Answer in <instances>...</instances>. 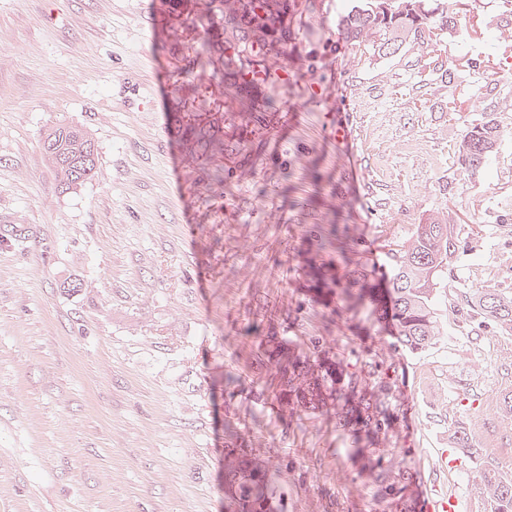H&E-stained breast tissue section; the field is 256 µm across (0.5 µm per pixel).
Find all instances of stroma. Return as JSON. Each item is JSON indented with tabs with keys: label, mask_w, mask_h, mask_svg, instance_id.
<instances>
[{
	"label": "stroma",
	"mask_w": 512,
	"mask_h": 512,
	"mask_svg": "<svg viewBox=\"0 0 512 512\" xmlns=\"http://www.w3.org/2000/svg\"><path fill=\"white\" fill-rule=\"evenodd\" d=\"M353 0H288L290 37L270 60L279 112L244 152L192 159L173 116L220 88L183 83L193 48L224 34L197 0H0V512H224V427L276 478L274 512H389L330 414L278 406L261 337L314 346L396 383L395 461L410 496H457L490 512L479 463L441 460L463 422L482 456L512 472L499 406L512 333L460 293L512 291V6L461 0L440 45L451 80L412 54L360 55L340 39ZM495 115L497 152L469 175L454 155ZM58 122L99 147L92 181L64 193L41 139ZM348 125L350 145L332 129ZM357 177H350V169ZM461 241L438 293L443 340L394 351L368 309L318 300L306 274L386 265L430 221ZM239 385H224L226 372Z\"/></svg>",
	"instance_id": "35a3bbf8"
}]
</instances>
